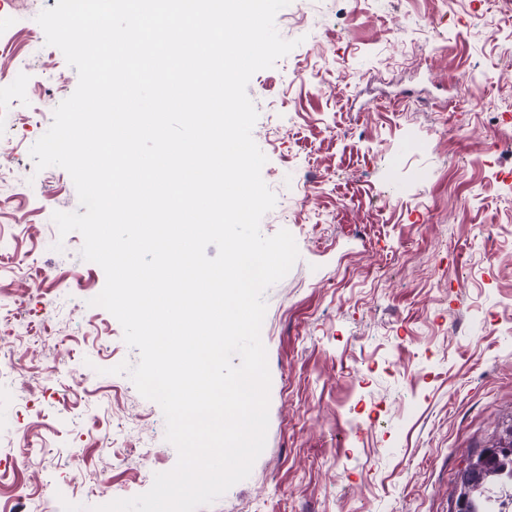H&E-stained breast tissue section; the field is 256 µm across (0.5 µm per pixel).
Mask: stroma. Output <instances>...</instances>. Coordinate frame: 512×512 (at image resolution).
<instances>
[{
	"mask_svg": "<svg viewBox=\"0 0 512 512\" xmlns=\"http://www.w3.org/2000/svg\"><path fill=\"white\" fill-rule=\"evenodd\" d=\"M56 4L0 0V349L22 356L0 365V512L20 489L42 512H89L112 500L101 475L130 498L178 460L160 406L112 371L139 351L91 303L103 269L52 220L78 210L74 183L29 154L78 84L36 21ZM275 25L296 46L247 87L276 195L260 230H288L299 258L264 295L265 449L198 512H450L469 450L512 428V12L291 0ZM490 101L506 114L493 131ZM62 342L65 364L45 373ZM129 447L150 449L144 472Z\"/></svg>",
	"mask_w": 512,
	"mask_h": 512,
	"instance_id": "obj_1",
	"label": "stroma"
}]
</instances>
